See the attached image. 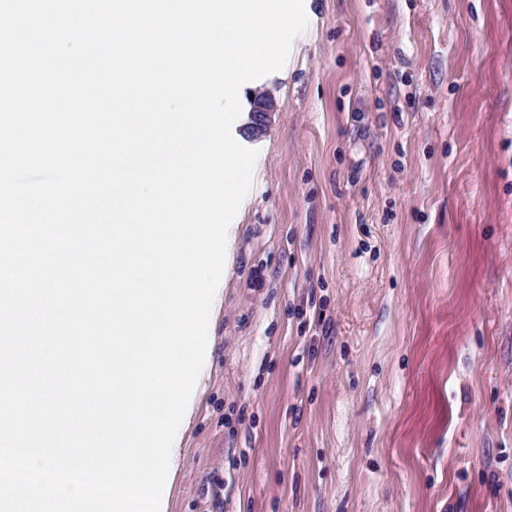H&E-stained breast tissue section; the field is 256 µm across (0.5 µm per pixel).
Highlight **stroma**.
I'll return each instance as SVG.
<instances>
[{
  "mask_svg": "<svg viewBox=\"0 0 512 512\" xmlns=\"http://www.w3.org/2000/svg\"><path fill=\"white\" fill-rule=\"evenodd\" d=\"M304 10L167 512H512V0Z\"/></svg>",
  "mask_w": 512,
  "mask_h": 512,
  "instance_id": "1",
  "label": "stroma"
}]
</instances>
